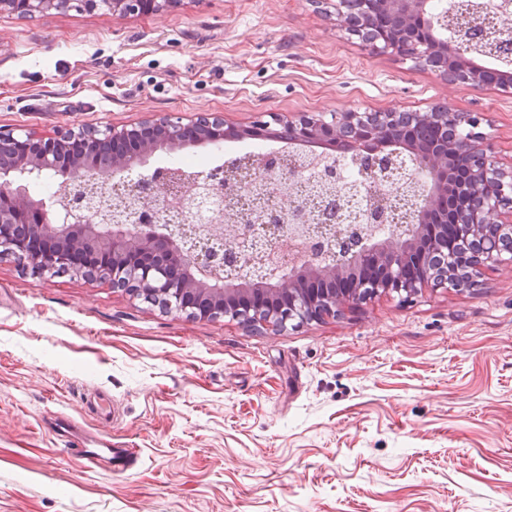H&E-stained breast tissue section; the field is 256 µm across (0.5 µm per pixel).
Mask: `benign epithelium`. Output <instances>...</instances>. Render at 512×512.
Returning a JSON list of instances; mask_svg holds the SVG:
<instances>
[{
	"instance_id": "1",
	"label": "benign epithelium",
	"mask_w": 512,
	"mask_h": 512,
	"mask_svg": "<svg viewBox=\"0 0 512 512\" xmlns=\"http://www.w3.org/2000/svg\"><path fill=\"white\" fill-rule=\"evenodd\" d=\"M181 0H86L89 10L106 9L124 15L165 12L180 6ZM333 9L336 20L356 14L367 16L375 0H319ZM398 26L378 37L367 26L355 32L372 52H389L426 66L441 60V72L448 80L473 86L512 88V72L482 63L488 53L462 39L463 27L453 12L439 14L434 0H382ZM70 0H0V13L33 14L47 7L64 10ZM477 8L493 16L512 13V0H478ZM421 120L433 118L443 126L462 131L460 138L426 144L409 133L396 140L385 129L397 124L400 112H341L330 116L298 114L286 121L293 154L303 160L275 179V188L307 179L324 192L333 186L353 194L356 184L331 174L322 162L336 154V135L344 129L359 134L356 152L375 155L369 173L389 178L409 174L392 168L381 158L388 148L414 159V177L424 184L417 206L408 211L406 238L381 236L370 231L353 238L347 253L340 257L331 242L309 224L308 212L293 204L284 211L275 234L298 245L305 261L289 272L279 270L263 287L255 286L250 275L239 268L242 255L249 263L271 265L279 260L274 243L260 245L247 228L238 230L243 254H227L224 266L238 274L224 279L213 272L217 254L205 246L184 249L179 239L182 228L172 229L150 217L130 213L124 204H112V197L91 194L86 189L83 165L64 163L63 149L71 151L96 147L100 140L132 146L120 162L112 165V176L127 180L133 190L138 180L155 185L175 177L169 168L158 167L144 175L140 169L156 151L166 147H188L202 142L219 146L229 138L275 141L279 131L256 120L237 128L224 116L208 114L185 120L165 117L140 123L109 127L103 137L95 134L59 135L36 138L8 134L6 138L25 150V158L12 166L0 165V250L11 253L36 274L64 267L90 279H112V287L142 291L154 289L157 302L170 311L191 316H224L261 327L284 328L304 319L336 316L346 302L360 303L378 294L411 298L426 284H451L456 288L477 285L482 269L503 260L501 237L512 234V169L498 167L492 145L476 131L480 119L468 113L438 107L435 112H414ZM466 151L473 166L467 172L456 168L455 155ZM62 176L59 192L66 198L62 208L50 197H34L27 184L43 179L45 173ZM224 169L217 167L195 180L194 191L178 198V208L186 221H197L206 213L220 215L224 199ZM363 223L376 227L391 220L388 211L369 202L361 211ZM77 235L93 244L84 254L70 246Z\"/></svg>"
}]
</instances>
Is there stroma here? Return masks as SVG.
I'll list each match as a JSON object with an SVG mask.
<instances>
[{
	"mask_svg": "<svg viewBox=\"0 0 512 512\" xmlns=\"http://www.w3.org/2000/svg\"><path fill=\"white\" fill-rule=\"evenodd\" d=\"M434 106L512 168V90L370 53L316 0L0 14L3 132ZM59 417L137 462L84 468ZM0 512H512V258L272 329L2 255ZM103 444L111 455L110 460H112V466H114L113 470L115 472L126 471L130 464L137 459L139 454V449L119 448L117 443H112L110 440H104Z\"/></svg>",
	"mask_w": 512,
	"mask_h": 512,
	"instance_id": "1",
	"label": "stroma"
}]
</instances>
